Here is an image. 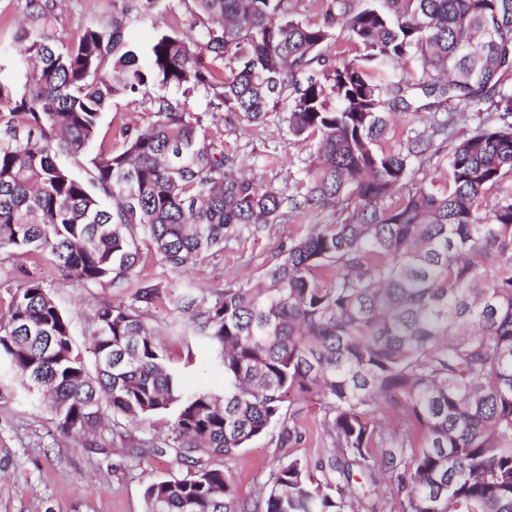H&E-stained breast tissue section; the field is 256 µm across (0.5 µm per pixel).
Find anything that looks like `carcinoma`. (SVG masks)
I'll use <instances>...</instances> for the list:
<instances>
[{
  "label": "carcinoma",
  "instance_id": "cac0c4a2",
  "mask_svg": "<svg viewBox=\"0 0 512 512\" xmlns=\"http://www.w3.org/2000/svg\"><path fill=\"white\" fill-rule=\"evenodd\" d=\"M175 24L144 49L128 6L68 44L58 0H26L32 68L22 92L0 83V248L48 260L63 277L123 289L142 244L181 267L224 250L283 207L329 210L254 284L209 303L145 280L134 303L94 314L93 367L45 279L23 276L0 322V356L46 400L63 436H101L108 417L171 414L161 441L187 471L152 480L145 512H371L369 486L397 483L393 512H512V0H322L309 23L294 0H181ZM355 55L326 67L336 24ZM236 64L233 78L198 54ZM407 60L419 77L379 79ZM203 95L252 125L287 107L289 132L315 163L286 196L237 172L221 137L176 99ZM136 96L148 123L121 126L82 154L112 98ZM454 101L477 123L463 136ZM430 112L401 134L393 112ZM434 170L438 179H427ZM170 298L224 366V391L187 390L143 309ZM312 403L326 456L283 457L259 499L237 496L217 463L256 438L302 442L297 405ZM363 481H354L355 475Z\"/></svg>",
  "mask_w": 512,
  "mask_h": 512
}]
</instances>
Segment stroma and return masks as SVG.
<instances>
[{"instance_id":"35a3bbf8","label":"stroma","mask_w":512,"mask_h":512,"mask_svg":"<svg viewBox=\"0 0 512 512\" xmlns=\"http://www.w3.org/2000/svg\"><path fill=\"white\" fill-rule=\"evenodd\" d=\"M25 0H0V81L23 88L28 68L12 54L25 18ZM123 0H63L56 23L57 36L70 42L89 23L107 25ZM186 111L202 116L208 135L224 140L245 175L254 182L292 193L312 161L313 149L295 141L281 116L271 115L260 125L243 121L235 112L210 113L207 100L197 95L182 99ZM148 122L142 107L131 98H114L103 112L89 140L90 149L109 143L116 128L140 127ZM327 212L287 210L278 224L248 228L228 238L213 258L174 269L150 259L141 276L165 286L168 292L191 289L194 295L214 299L224 289L236 288L262 278L292 239L305 235L315 224L327 223ZM40 273L61 310L71 321L73 341L79 349L90 345L93 315L104 302L130 304L137 282L116 291L108 285L88 286L63 278L43 261L16 250H0V316L11 297L7 280L18 277L20 268ZM144 317L159 331L171 362L182 371L184 386L224 387V368L209 344L194 336L193 315L169 302L149 307ZM313 412L303 413L299 424L306 433L302 444L283 449L269 438L250 442L225 459L224 469L233 476L240 499L253 500L267 483L272 465L290 455L316 462L325 453ZM114 445L95 448L56 432L51 414L40 397L28 391L14 376L6 358L0 357V512H144L143 493L151 479L184 472L172 451L129 456L123 444L129 440L165 436L163 418L146 422L119 421L113 427Z\"/></svg>"}]
</instances>
